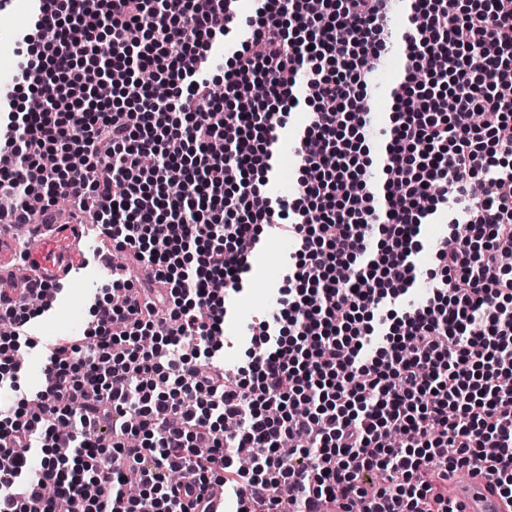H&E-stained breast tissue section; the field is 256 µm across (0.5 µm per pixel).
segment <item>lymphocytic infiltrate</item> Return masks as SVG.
<instances>
[{
    "instance_id": "obj_1",
    "label": "lymphocytic infiltrate",
    "mask_w": 512,
    "mask_h": 512,
    "mask_svg": "<svg viewBox=\"0 0 512 512\" xmlns=\"http://www.w3.org/2000/svg\"><path fill=\"white\" fill-rule=\"evenodd\" d=\"M310 3L259 0L220 99L205 66L224 0H44L19 35L17 80L44 103L0 98V197L27 214L82 188L153 285L104 286L94 330L46 347L33 393L16 355L44 309L0 289V512H208L218 486L236 512H457L448 480L479 468L512 501V0H412L378 160L386 0ZM303 101L300 190L274 201L273 146ZM451 205L465 219L432 290L400 309L421 227ZM280 236L296 249L279 312L225 372V295ZM406 58L403 48L395 43L389 48L388 54L383 58L379 68L371 76L370 97L372 103L373 122L367 129L371 150L379 153L385 148L387 136L383 135V128L388 121V113L392 111L393 97L390 93V84L377 86V78L380 72L388 69L392 78L400 81L405 74Z\"/></svg>"
}]
</instances>
